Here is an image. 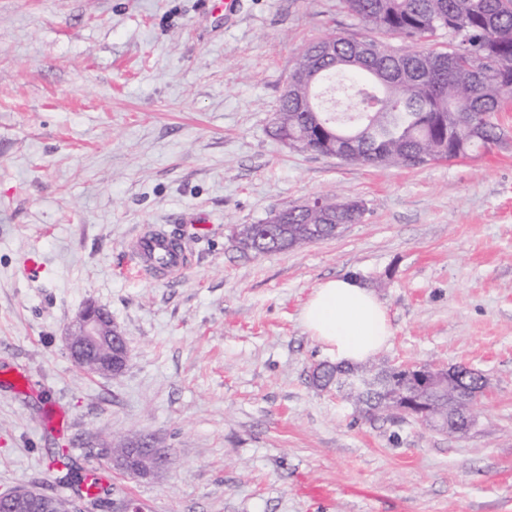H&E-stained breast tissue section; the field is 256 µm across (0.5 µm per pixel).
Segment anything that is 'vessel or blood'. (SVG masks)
Masks as SVG:
<instances>
[{
	"mask_svg": "<svg viewBox=\"0 0 512 512\" xmlns=\"http://www.w3.org/2000/svg\"><path fill=\"white\" fill-rule=\"evenodd\" d=\"M137 275L145 278L172 279L180 276L188 266L186 246L174 245L163 229H152L140 234L132 250Z\"/></svg>",
	"mask_w": 512,
	"mask_h": 512,
	"instance_id": "vessel-or-blood-1",
	"label": "vessel or blood"
}]
</instances>
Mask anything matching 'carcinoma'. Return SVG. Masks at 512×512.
Wrapping results in <instances>:
<instances>
[{
    "instance_id": "carcinoma-1",
    "label": "carcinoma",
    "mask_w": 512,
    "mask_h": 512,
    "mask_svg": "<svg viewBox=\"0 0 512 512\" xmlns=\"http://www.w3.org/2000/svg\"><path fill=\"white\" fill-rule=\"evenodd\" d=\"M359 22L407 43L387 48L367 37L330 35L304 47L294 70L298 81L280 96L269 133L288 148L317 155L331 153L370 166L433 165L491 150L504 130L498 114L512 101V0H342ZM448 36L447 46L431 38ZM354 80L338 87L347 112H331L319 86L334 75ZM365 208L327 204L312 211L292 205L270 216L240 244L256 254L297 249L337 236L343 224H359ZM403 378L383 370L375 387L346 392L360 416L387 413L389 395ZM460 396L481 394L478 372L459 367L454 382ZM131 475L151 466L154 445L138 441Z\"/></svg>"
}]
</instances>
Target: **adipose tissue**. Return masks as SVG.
<instances>
[{"label":"adipose tissue","instance_id":"obj_1","mask_svg":"<svg viewBox=\"0 0 512 512\" xmlns=\"http://www.w3.org/2000/svg\"><path fill=\"white\" fill-rule=\"evenodd\" d=\"M300 319L337 364L344 366L366 362L392 336L386 308L354 276L329 279L314 288Z\"/></svg>","mask_w":512,"mask_h":512}]
</instances>
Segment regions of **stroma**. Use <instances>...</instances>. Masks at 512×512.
I'll list each match as a JSON object with an SVG mask.
<instances>
[{"label": "stroma", "instance_id": "obj_1", "mask_svg": "<svg viewBox=\"0 0 512 512\" xmlns=\"http://www.w3.org/2000/svg\"><path fill=\"white\" fill-rule=\"evenodd\" d=\"M237 2L0 0V492L73 497L49 466L64 448L142 512H512V143L418 169L289 149L268 127L303 46L402 42L341 0ZM315 199L366 211L300 249H240L238 227ZM148 226L186 236L179 278L129 273ZM346 275L392 323L373 365L484 374L468 434L356 419L313 384L330 357L301 308ZM90 303L125 335L120 374L66 347ZM137 437L169 463L114 466Z\"/></svg>", "mask_w": 512, "mask_h": 512}]
</instances>
